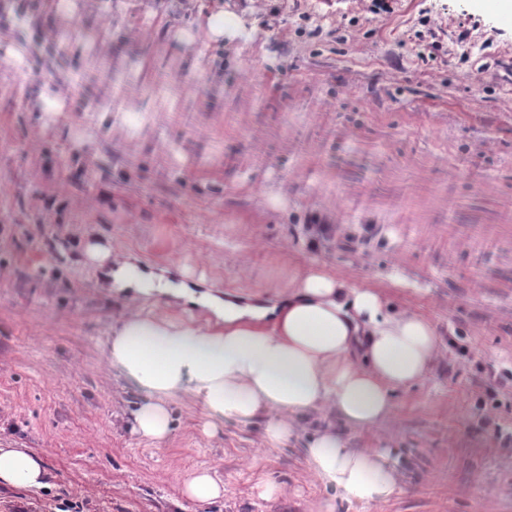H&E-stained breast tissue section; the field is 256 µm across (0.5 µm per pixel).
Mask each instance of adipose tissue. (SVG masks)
<instances>
[{
	"mask_svg": "<svg viewBox=\"0 0 512 512\" xmlns=\"http://www.w3.org/2000/svg\"><path fill=\"white\" fill-rule=\"evenodd\" d=\"M86 253L104 267L109 292L137 303L113 324L105 354L143 396L131 413L133 433L155 445L170 435L171 400L186 394L201 401L212 427L267 414L273 446L294 434L295 417L327 409L353 429L372 430L391 413L393 392L426 376L439 347L424 318L388 314L377 292L320 269L294 276L287 300L268 306L173 282L103 244H88ZM162 299L207 317L163 318L152 310ZM306 454L320 482L348 501L384 502L398 488L386 449L350 448L333 426L317 432ZM47 478L30 449L0 448V486L41 489Z\"/></svg>",
	"mask_w": 512,
	"mask_h": 512,
	"instance_id": "adipose-tissue-1",
	"label": "adipose tissue"
}]
</instances>
